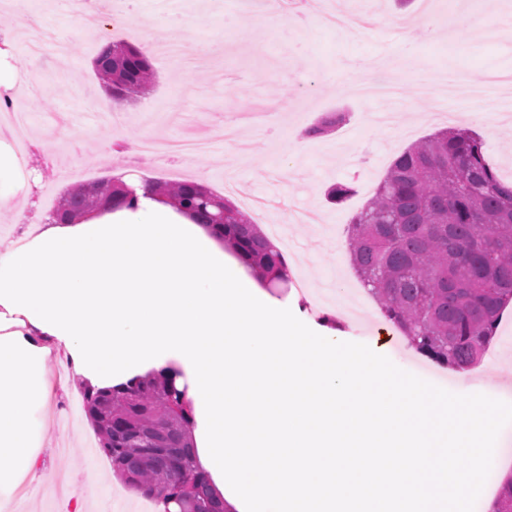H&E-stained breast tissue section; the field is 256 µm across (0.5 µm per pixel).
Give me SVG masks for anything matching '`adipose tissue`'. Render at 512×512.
<instances>
[{
    "label": "adipose tissue",
    "instance_id": "obj_1",
    "mask_svg": "<svg viewBox=\"0 0 512 512\" xmlns=\"http://www.w3.org/2000/svg\"><path fill=\"white\" fill-rule=\"evenodd\" d=\"M47 334L0 305V489L11 491L36 478L39 446L32 412L46 406L51 381L45 370Z\"/></svg>",
    "mask_w": 512,
    "mask_h": 512
}]
</instances>
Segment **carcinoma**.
Returning <instances> with one entry per match:
<instances>
[{
    "label": "carcinoma",
    "mask_w": 512,
    "mask_h": 512,
    "mask_svg": "<svg viewBox=\"0 0 512 512\" xmlns=\"http://www.w3.org/2000/svg\"><path fill=\"white\" fill-rule=\"evenodd\" d=\"M99 82L119 102L146 92L154 70L135 46L116 44L94 61ZM344 121L325 115L305 131L322 136ZM165 204L207 226L268 287L289 279L288 265L257 223L229 199L192 180L151 182ZM136 195L102 178L66 189L58 218L90 216L102 200ZM352 266L384 316L424 356L455 370L476 365L512 301V183L488 163L480 137L444 129L402 152L349 225ZM179 373L144 376L120 389L84 387L82 408L102 451L126 485L168 509L187 498L225 512L189 444L192 412ZM492 512H512V475Z\"/></svg>",
    "instance_id": "carcinoma-1"
}]
</instances>
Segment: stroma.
I'll use <instances>...</instances> for the list:
<instances>
[{
	"instance_id": "stroma-1",
	"label": "stroma",
	"mask_w": 512,
	"mask_h": 512,
	"mask_svg": "<svg viewBox=\"0 0 512 512\" xmlns=\"http://www.w3.org/2000/svg\"><path fill=\"white\" fill-rule=\"evenodd\" d=\"M349 10L368 11L388 18L390 27H368L357 33L337 32L322 26L320 0H314L305 26L265 22L266 0H254V11L239 13L235 0H180L177 12L160 9L155 0H125L126 23L112 39L134 46L165 44L171 37L169 18L182 21L184 54L176 58L152 55L155 80L142 98L121 103L117 124H106L83 98H104L92 69L102 43L89 32L106 21V14L80 12L76 0H29L25 22H18L11 0H0L4 31L14 33L11 57L15 104L30 115V148L46 159L33 171L39 182L28 196V182L8 185L17 207L31 215L53 213L62 192L72 185L113 177L132 169L135 179L174 183L196 179L205 171V185L227 194L235 205L253 198L264 209L253 212L260 224L284 221L292 211L312 208L318 222L289 224V246L283 255L291 282L272 289L287 299L289 308L301 309L318 334L368 345L386 355L400 369L446 390L467 383L476 391L512 403V371L499 373L503 359L512 360V316L502 317L482 361L464 372L451 370L422 356L381 312L377 300L359 282L350 261L348 225L352 216L373 196L393 160L409 146L442 129L429 120L431 112H458L456 103L439 98L437 86L423 75L441 77L455 71L460 80L479 83L487 69L512 68V0L491 7L469 8V0H338ZM416 47L412 68L403 38ZM386 62L400 77L403 109L396 127L372 123L385 109L382 100H359L347 90L366 77L367 70ZM275 99L265 125L238 123V136L247 153L217 141L211 150L191 160L153 158L138 167L114 152L117 142L141 141L151 133L180 140L204 136L223 126L234 114L251 111L265 99ZM487 120L477 132L485 150L506 180H512V115L483 107ZM330 112L347 119L332 132L308 140L291 160L289 176H281V145L305 139L304 132ZM337 183L350 185L351 195L328 202L326 190ZM81 383L67 374L61 387L50 393L47 408L35 409L33 421L42 447L35 468L46 481L25 487L20 512H53L48 479L64 475L72 488L70 512H152L153 503L135 490L117 496L121 484L84 413H77L70 428L58 424L59 409ZM97 474L85 484L87 474Z\"/></svg>"
}]
</instances>
